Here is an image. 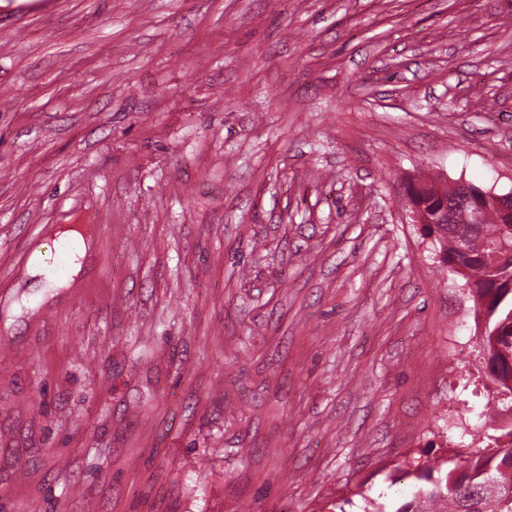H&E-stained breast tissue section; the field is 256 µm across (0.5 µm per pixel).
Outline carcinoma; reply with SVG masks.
Here are the masks:
<instances>
[{
    "label": "carcinoma",
    "instance_id": "obj_1",
    "mask_svg": "<svg viewBox=\"0 0 512 512\" xmlns=\"http://www.w3.org/2000/svg\"><path fill=\"white\" fill-rule=\"evenodd\" d=\"M481 224H450L436 238L441 262L463 266L487 287L472 292L487 326L479 357L497 394L512 398V254L498 258L512 244V224L499 223L495 201L485 203ZM484 444L462 458L455 454L436 465L414 466L416 493L396 512H512V420L491 426Z\"/></svg>",
    "mask_w": 512,
    "mask_h": 512
}]
</instances>
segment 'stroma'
<instances>
[{
  "label": "stroma",
  "mask_w": 512,
  "mask_h": 512,
  "mask_svg": "<svg viewBox=\"0 0 512 512\" xmlns=\"http://www.w3.org/2000/svg\"><path fill=\"white\" fill-rule=\"evenodd\" d=\"M419 181L512 192V0H0V512H396L512 410Z\"/></svg>",
  "instance_id": "35a3bbf8"
}]
</instances>
